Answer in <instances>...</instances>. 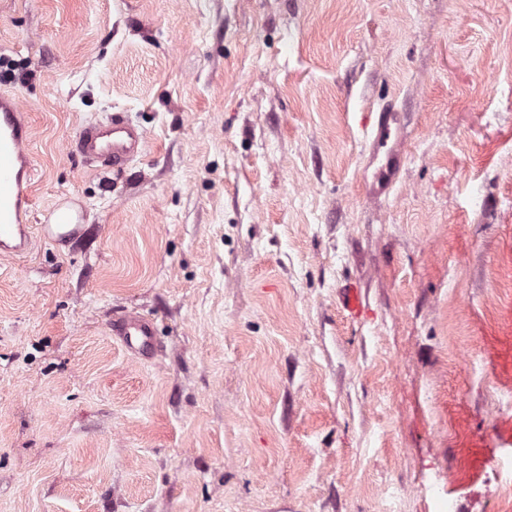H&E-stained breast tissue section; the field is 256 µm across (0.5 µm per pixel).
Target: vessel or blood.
<instances>
[{
    "mask_svg": "<svg viewBox=\"0 0 512 512\" xmlns=\"http://www.w3.org/2000/svg\"><path fill=\"white\" fill-rule=\"evenodd\" d=\"M18 97L0 94V251L21 254L30 247L31 235L19 218L30 201L33 158L28 150L31 128ZM144 131L132 122L113 117L81 127L69 141L70 151L89 163L123 170L145 149ZM127 350L149 356L154 344V321L144 315L121 314L109 326Z\"/></svg>",
    "mask_w": 512,
    "mask_h": 512,
    "instance_id": "obj_1",
    "label": "vessel or blood"
}]
</instances>
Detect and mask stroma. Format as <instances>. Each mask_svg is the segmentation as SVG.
<instances>
[{"label":"stroma","instance_id":"1","mask_svg":"<svg viewBox=\"0 0 512 512\" xmlns=\"http://www.w3.org/2000/svg\"><path fill=\"white\" fill-rule=\"evenodd\" d=\"M1 54L34 179L0 253V512H499L512 0H0ZM115 114L143 156L70 153ZM66 202L81 233L45 240ZM111 335L117 336L120 343L133 355L148 357L154 344V321L144 315L121 314L115 316L109 326Z\"/></svg>","mask_w":512,"mask_h":512}]
</instances>
